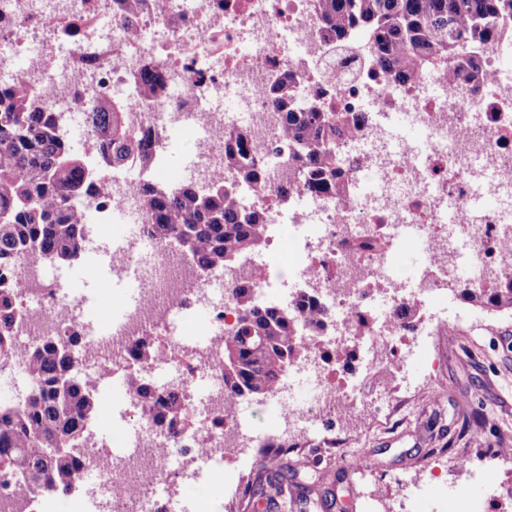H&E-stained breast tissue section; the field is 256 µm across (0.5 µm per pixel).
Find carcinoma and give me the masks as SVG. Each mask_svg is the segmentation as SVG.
I'll list each match as a JSON object with an SVG mask.
<instances>
[{
	"instance_id": "carcinoma-1",
	"label": "carcinoma",
	"mask_w": 512,
	"mask_h": 512,
	"mask_svg": "<svg viewBox=\"0 0 512 512\" xmlns=\"http://www.w3.org/2000/svg\"><path fill=\"white\" fill-rule=\"evenodd\" d=\"M323 25L338 38L362 40L364 50L388 84L427 75L446 77L448 88H459L479 74L477 48L502 40L512 42V0H317ZM144 100L152 101L164 85L163 71L148 64L137 77ZM267 93L286 109L280 142L282 163L295 182L276 188L275 201L287 200L297 186L315 195L346 193L347 169L341 145L367 113L348 116L333 112L313 97L295 100L293 77L273 79ZM97 137V153L114 169L150 161V130L135 132L125 121L123 106L96 102L85 115ZM254 144L240 133L224 137V168L233 181L210 187L180 184L141 187V202L150 233L161 241L188 244L189 256L207 272L237 264L265 245L260 211L246 213L233 193L238 183L263 186L265 167L253 160ZM97 192L88 160L75 152L60 132L55 113L21 94L0 87V368L15 358L19 326L18 286L9 273L13 261L29 254L51 262L71 261L84 242L81 200ZM254 284H234L231 294L239 314L232 333L224 337L221 368L224 397L265 398L281 385L309 347L302 335L317 338L329 326L323 306L301 292L286 308L259 307ZM457 297L488 315L512 316V279L485 288L460 284ZM396 322L415 327L416 305L395 307ZM81 328L29 348L23 362L31 379L19 397L0 401V470L26 478L33 491L68 494L78 486L86 465L90 426L100 411L96 381L80 374ZM161 342L144 337L130 350L135 369L127 373L128 390L152 422L169 433H180L195 422L182 385L158 391L144 381L142 370L154 359ZM284 491L282 475L274 473L263 488L246 482L249 498Z\"/></svg>"
}]
</instances>
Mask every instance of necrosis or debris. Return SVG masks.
<instances>
[{"instance_id":"4bbe7bcc","label":"necrosis or debris","mask_w":512,"mask_h":512,"mask_svg":"<svg viewBox=\"0 0 512 512\" xmlns=\"http://www.w3.org/2000/svg\"><path fill=\"white\" fill-rule=\"evenodd\" d=\"M328 40L316 0H141L133 12L127 0H0L1 86H23L38 105L66 118L109 98L124 105L131 129L158 136L153 159L137 177L98 175L103 193L82 205L100 224L114 216L146 224L141 185L174 177L203 186L227 181L225 131L251 135L257 158L267 159L281 122L265 93L275 76H294L306 95L323 91L331 110L368 115L346 140L352 160L346 203L300 189L297 203L281 208L273 192L288 170L278 165L265 187L240 188L242 204L263 212L275 248L273 262L263 267L206 277L181 250L145 231L104 244L113 274L135 273L142 287L125 304H101L108 327L85 330L81 363L95 372L131 369V345L162 335L156 365L185 388L206 386L197 405L201 422L192 432L167 434L126 395L135 432L120 452H92L85 469L95 478L81 496H23L17 481L0 473V512H56L61 502L67 512H165L171 477L268 445L267 436L250 431L242 405L224 408L219 351L237 307L230 294L214 293L215 283L250 279L256 302L272 306L290 276L331 310L334 325L320 343L354 346V371L333 383L322 356L312 354L287 376L289 389L304 381L309 393L300 402L289 399L282 415L284 431L302 432L324 447L337 418L363 420L382 411L365 382L379 362L376 346L389 347L390 361L402 368L424 352L423 343L403 337L396 303H416L420 329L436 335L452 324L430 320L428 312L460 280L481 286L512 278V75L499 65V46L483 48L485 72L466 89L448 90L435 74L392 89L358 58L330 49ZM152 61L163 65L164 88L146 103L136 75ZM174 133L194 139L192 164L178 173L162 159ZM487 197L492 205H484ZM366 236L375 248H361ZM402 245L421 257L407 278L391 252ZM11 274L21 297L17 349L82 324L84 297L49 262L22 256ZM197 306L207 310L205 340L189 343L182 319Z\"/></svg>"}]
</instances>
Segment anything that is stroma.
<instances>
[{
  "label": "stroma",
  "instance_id": "35a3bbf8",
  "mask_svg": "<svg viewBox=\"0 0 512 512\" xmlns=\"http://www.w3.org/2000/svg\"><path fill=\"white\" fill-rule=\"evenodd\" d=\"M123 232L120 224L88 225L85 251L66 264L78 291L93 299L103 291L115 301L126 296L107 273L85 274L104 235ZM447 306V318H461L467 335L427 337L426 356L412 366L411 385L396 392L391 412L363 425L337 421L340 448L328 457H307L302 467L297 456H289L297 471L287 494L267 499L266 510L252 503L238 512H385L389 505L396 512H449L453 487L469 488L484 501L485 512H512V498L484 479L492 449L512 448V318L486 317L454 295ZM435 448L465 456V466L431 475ZM257 469L256 450L227 459L208 471L200 502L209 504V512H221L234 497L233 484ZM426 484L433 487L429 497L405 492Z\"/></svg>",
  "mask_w": 512,
  "mask_h": 512
}]
</instances>
